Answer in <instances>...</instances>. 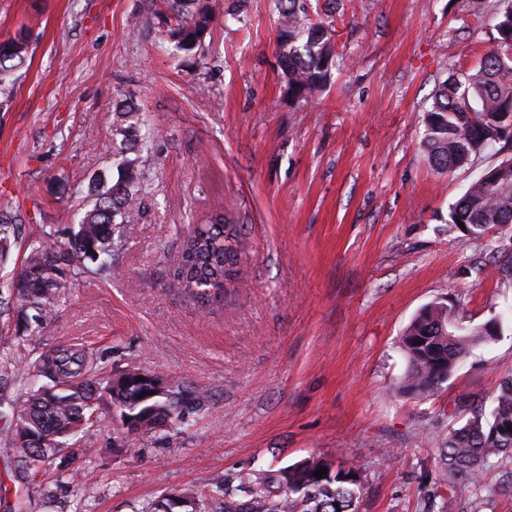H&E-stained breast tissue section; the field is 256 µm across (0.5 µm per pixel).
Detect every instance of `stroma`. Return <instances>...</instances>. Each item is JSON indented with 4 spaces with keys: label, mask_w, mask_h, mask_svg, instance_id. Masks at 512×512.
I'll return each mask as SVG.
<instances>
[{
    "label": "stroma",
    "mask_w": 512,
    "mask_h": 512,
    "mask_svg": "<svg viewBox=\"0 0 512 512\" xmlns=\"http://www.w3.org/2000/svg\"><path fill=\"white\" fill-rule=\"evenodd\" d=\"M202 57L178 60L164 0H0V39L31 52L0 89V202L22 226L0 256V295L39 225L66 243L90 179L114 170L112 107L145 121L140 209L102 277L78 271L26 353L81 344L103 374L129 367L202 392L185 423L134 435L102 403L81 442L74 490L32 493L0 441V512H141L164 493L274 472L316 455L358 469L357 512H437L440 450L473 401L512 378V330L476 350L439 390L401 395L405 327L448 301L482 324L512 311V234L448 231L449 209L497 157L435 171L424 110L451 68L478 66L495 19L476 0H338L324 91L290 100L275 0H202ZM223 214L234 276L208 302L166 283L194 227ZM512 460L480 486L455 485V512H512Z\"/></svg>",
    "instance_id": "stroma-1"
}]
</instances>
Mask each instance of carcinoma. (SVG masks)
Listing matches in <instances>:
<instances>
[{
  "instance_id": "cac0c4a2",
  "label": "carcinoma",
  "mask_w": 512,
  "mask_h": 512,
  "mask_svg": "<svg viewBox=\"0 0 512 512\" xmlns=\"http://www.w3.org/2000/svg\"><path fill=\"white\" fill-rule=\"evenodd\" d=\"M310 0H277V44L284 60L282 74L288 96L297 103L311 100L327 85L336 65L334 30L323 20L313 21ZM171 13L167 35L175 51L196 58L213 17L196 0H168ZM497 20L495 41L475 70L453 72L441 82L424 111V146L430 165L450 172L470 165L487 149L498 147L500 157L486 168L450 207L448 231L465 230L474 237L492 229L512 228V0H493ZM0 87L23 68L29 52L3 53ZM112 136L118 157L117 177L95 175L88 188L90 204L73 225L62 248L46 228L31 245L20 271L28 276L12 283L18 304L0 296V324L15 323V335L3 343L21 342L33 327H41L64 300V282L70 266L79 261L95 266L98 274L112 271L127 225L139 209L141 178L137 159L128 153L143 140V121L133 101L122 99L112 108ZM0 210V241H11L18 225ZM237 230L217 214L197 225L182 245L168 288L207 300L224 291L225 267L233 265L236 251L230 242ZM502 320L463 325L452 307L442 301L424 306L402 336L407 370L400 389L425 394L438 390L472 349L488 344L499 334ZM98 357L71 344L42 352L21 369L0 363V380L21 376L28 382V398L20 408L0 400V436L10 445L18 465L38 472L53 466L55 481L68 483L86 449L71 440L96 418L99 399L106 397L121 411L125 425L160 423L182 418L180 383L161 379L165 393L153 395V378L138 368L103 376ZM144 380L139 381L137 377ZM439 484H477L484 468L512 457V378L500 385L490 413L475 408L459 427L451 428L440 450ZM327 468L324 477L314 473ZM351 472L321 457L312 456L282 468L275 477L256 471L240 478L237 487L222 478L206 489L182 490L195 501L197 512H356L361 484ZM247 495L245 504L233 500L234 491Z\"/></svg>"
}]
</instances>
